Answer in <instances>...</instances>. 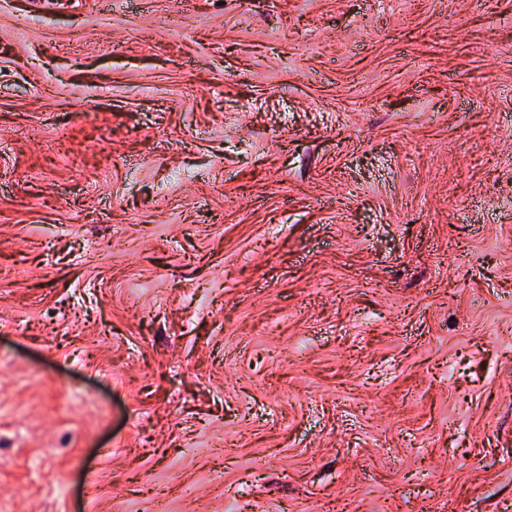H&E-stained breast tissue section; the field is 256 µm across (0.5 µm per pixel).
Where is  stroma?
<instances>
[{
    "mask_svg": "<svg viewBox=\"0 0 512 512\" xmlns=\"http://www.w3.org/2000/svg\"><path fill=\"white\" fill-rule=\"evenodd\" d=\"M159 489L512 512V0H0V512Z\"/></svg>",
    "mask_w": 512,
    "mask_h": 512,
    "instance_id": "obj_1",
    "label": "stroma"
}]
</instances>
